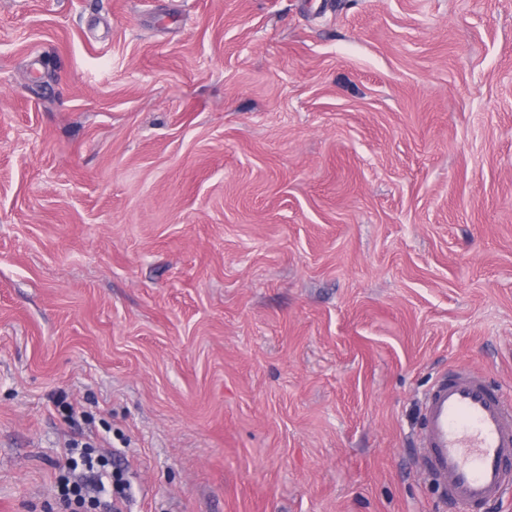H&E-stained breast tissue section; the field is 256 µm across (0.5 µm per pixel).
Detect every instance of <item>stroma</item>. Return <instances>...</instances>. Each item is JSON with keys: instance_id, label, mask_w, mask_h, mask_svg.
Segmentation results:
<instances>
[{"instance_id": "1", "label": "stroma", "mask_w": 512, "mask_h": 512, "mask_svg": "<svg viewBox=\"0 0 512 512\" xmlns=\"http://www.w3.org/2000/svg\"><path fill=\"white\" fill-rule=\"evenodd\" d=\"M512 399V0H0V512H460ZM420 460L445 501L462 510L490 505L512 488V401L484 376L457 367L426 395ZM79 462L73 459L74 471L81 465L83 469L82 478L76 480L69 473H63L59 476L60 501L66 509L72 512L88 508H103L112 512V498L128 499L125 494L128 488L119 473L109 475L102 468L105 462L102 457L92 456L88 448H80ZM109 497L110 500L105 499Z\"/></svg>"}]
</instances>
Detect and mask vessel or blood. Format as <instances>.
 <instances>
[{"label":"vessel or blood","mask_w":512,"mask_h":512,"mask_svg":"<svg viewBox=\"0 0 512 512\" xmlns=\"http://www.w3.org/2000/svg\"><path fill=\"white\" fill-rule=\"evenodd\" d=\"M419 441L424 470L461 512L512 491V401L482 374L457 367L437 380L422 405Z\"/></svg>","instance_id":"1"}]
</instances>
